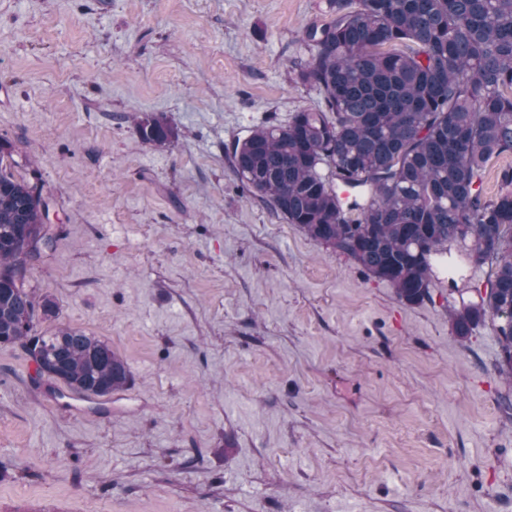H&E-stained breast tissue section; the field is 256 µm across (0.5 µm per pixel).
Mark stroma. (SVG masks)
<instances>
[{
	"instance_id": "35a3bbf8",
	"label": "stroma",
	"mask_w": 512,
	"mask_h": 512,
	"mask_svg": "<svg viewBox=\"0 0 512 512\" xmlns=\"http://www.w3.org/2000/svg\"><path fill=\"white\" fill-rule=\"evenodd\" d=\"M327 0H0V140L58 233L50 326L109 342L129 398L77 412L0 347V500L75 512H512V418L474 281L409 306L243 191L229 149L318 106ZM161 112L180 137L144 144ZM132 119L137 135L145 144L164 148L179 139V130L161 112H139ZM71 504L62 499L57 500H22L10 502L6 507H2L6 512H72Z\"/></svg>"
}]
</instances>
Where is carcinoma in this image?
I'll return each mask as SVG.
<instances>
[{
    "label": "carcinoma",
    "mask_w": 512,
    "mask_h": 512,
    "mask_svg": "<svg viewBox=\"0 0 512 512\" xmlns=\"http://www.w3.org/2000/svg\"><path fill=\"white\" fill-rule=\"evenodd\" d=\"M328 5L331 20L305 31L313 52L299 72L320 104L234 141V170L251 196L404 304L431 297V259L447 243L488 268L448 321L461 339L492 322L500 405L512 411V166L500 172L506 190L483 191L487 165L512 153V0ZM133 122L155 148L179 139L161 112ZM14 164L0 141V347L23 345L39 377L72 392L120 391L132 374L111 344L70 326L40 328L57 304L30 285L22 250L48 231L49 211L38 171L18 178Z\"/></svg>",
    "instance_id": "1"
}]
</instances>
